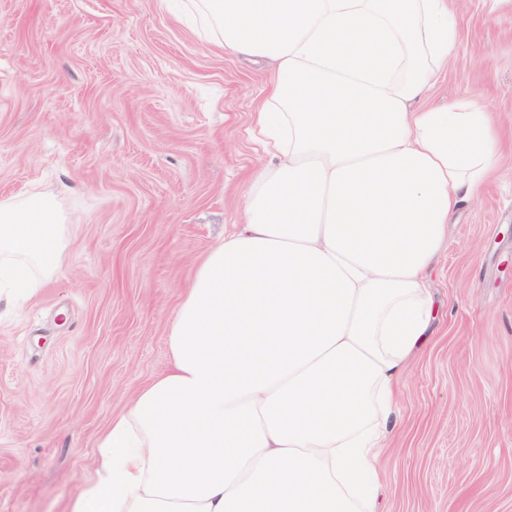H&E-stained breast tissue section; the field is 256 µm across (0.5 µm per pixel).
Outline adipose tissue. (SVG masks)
Instances as JSON below:
<instances>
[{
	"label": "adipose tissue",
	"instance_id": "adipose-tissue-1",
	"mask_svg": "<svg viewBox=\"0 0 512 512\" xmlns=\"http://www.w3.org/2000/svg\"><path fill=\"white\" fill-rule=\"evenodd\" d=\"M263 62L274 170L198 263L169 370L100 438L67 512H378L396 381L435 314L426 277L503 150L489 112L422 106L459 39L449 0H183ZM51 194L0 201V304L69 258Z\"/></svg>",
	"mask_w": 512,
	"mask_h": 512
}]
</instances>
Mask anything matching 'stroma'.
I'll list each match as a JSON object with an SVG mask.
<instances>
[{"label":"stroma","instance_id":"1","mask_svg":"<svg viewBox=\"0 0 512 512\" xmlns=\"http://www.w3.org/2000/svg\"><path fill=\"white\" fill-rule=\"evenodd\" d=\"M432 108L480 101L504 140L427 286L444 309L399 381L385 512H512V0H453ZM174 0H0V200L52 193L71 258L0 318V512H65L100 435L169 364L196 263L242 219L260 65Z\"/></svg>","mask_w":512,"mask_h":512}]
</instances>
